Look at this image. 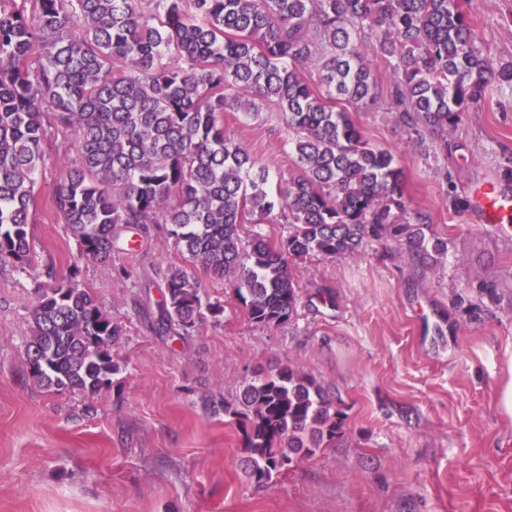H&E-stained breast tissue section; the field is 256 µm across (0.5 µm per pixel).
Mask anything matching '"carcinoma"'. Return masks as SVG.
I'll return each mask as SVG.
<instances>
[{"label":"carcinoma","mask_w":512,"mask_h":512,"mask_svg":"<svg viewBox=\"0 0 512 512\" xmlns=\"http://www.w3.org/2000/svg\"><path fill=\"white\" fill-rule=\"evenodd\" d=\"M0 0V265H32L30 226L44 162L43 108L77 135L80 163L51 201L77 257L108 265L119 232L163 224L184 259L163 272L156 331L183 336L224 304L203 300L194 269L234 277L250 321L292 323L300 297L291 264L356 255L373 240H404L427 254L421 212L408 215L395 155L365 138L351 112L380 107L374 62L389 69L388 110L443 150L448 132L487 97L512 89L461 0ZM38 54L37 66L30 58ZM316 69L319 83L299 76ZM271 102L286 117L288 176L269 174L224 132V114ZM288 220L273 244L242 225ZM123 325L75 276L30 311L25 356L33 381L56 392L97 393L121 373ZM242 431L258 486L336 438L342 412L290 365L255 375L224 406Z\"/></svg>","instance_id":"cac0c4a2"}]
</instances>
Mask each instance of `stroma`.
Segmentation results:
<instances>
[{
    "mask_svg": "<svg viewBox=\"0 0 512 512\" xmlns=\"http://www.w3.org/2000/svg\"><path fill=\"white\" fill-rule=\"evenodd\" d=\"M496 59L512 60V0H464ZM355 121L403 169L410 212L430 215L447 251L412 258L393 240L361 255L295 261L294 322L249 320L230 280L197 270L224 317L187 336L154 327L161 272L182 264L164 225L122 233L111 266L76 261L51 185L79 163L76 136L52 108L37 177L33 269L0 266V512H512V227L476 224L454 199L493 182L512 189V90L492 87L466 112L449 159L436 137L418 146L395 113ZM224 125L270 179L293 167L276 106ZM53 267L56 276L43 271ZM75 277L118 319L123 371L97 394L54 393L30 377V310L54 279ZM494 286L495 298L482 292ZM292 365L344 415L327 448L259 487L225 416L259 370Z\"/></svg>",
    "mask_w": 512,
    "mask_h": 512,
    "instance_id": "obj_1",
    "label": "stroma"
}]
</instances>
